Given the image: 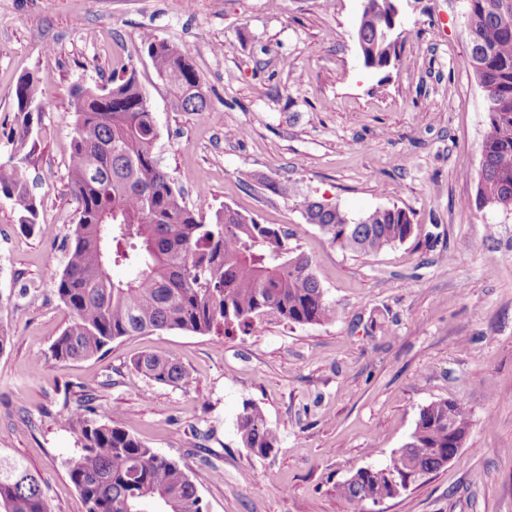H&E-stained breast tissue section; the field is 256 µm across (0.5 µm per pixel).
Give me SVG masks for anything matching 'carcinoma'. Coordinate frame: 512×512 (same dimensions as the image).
<instances>
[{
    "label": "carcinoma",
    "mask_w": 512,
    "mask_h": 512,
    "mask_svg": "<svg viewBox=\"0 0 512 512\" xmlns=\"http://www.w3.org/2000/svg\"><path fill=\"white\" fill-rule=\"evenodd\" d=\"M393 0H365L356 32L363 59L383 62L391 45L378 37ZM466 64L482 87L488 112L485 158L477 184L479 207L512 211V0H467ZM158 76L180 112H210L207 93L186 49L152 35L142 37ZM13 148L0 159V198L12 202L22 231L38 227V205L28 190V168L44 111L33 76L20 78ZM75 126L69 165L78 222L66 243L56 294L72 318L44 359L65 366L100 357L117 339L134 334L185 330L228 334L273 316L298 324L336 319L314 273L311 258L288 243V232L260 224L233 208L210 220L190 209L155 153L159 128L135 72L108 85L72 92ZM306 223L316 225L342 251L374 254L413 233L408 212L377 208L351 218L339 205L302 202ZM123 266L124 279L111 269ZM134 368L149 380L182 387L192 381L176 360L148 352ZM455 429L448 431V423ZM80 445L70 477L86 512H205L199 472L155 452L117 422L91 409L66 419ZM241 445L257 457L278 444L263 411L244 401L236 417ZM470 420L465 405L441 399L419 411L409 441L382 468L358 481L336 485V496L360 509L377 495H391L388 478L435 473L450 448L465 445ZM0 512H49L43 481L22 461L0 455Z\"/></svg>",
    "instance_id": "cac0c4a2"
}]
</instances>
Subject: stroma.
Wrapping results in <instances>:
<instances>
[{"label": "stroma", "instance_id": "stroma-1", "mask_svg": "<svg viewBox=\"0 0 512 512\" xmlns=\"http://www.w3.org/2000/svg\"><path fill=\"white\" fill-rule=\"evenodd\" d=\"M358 0H0V157L14 88L33 74L45 110L28 186L40 232L0 199V453L46 484L50 512H85L63 420L99 419L204 471L207 512H350L337 483L382 467L421 407L462 401L466 444L383 512H512V213L477 208L486 100L465 63L466 0H405L395 67L366 68ZM188 50L213 113L174 109L141 33ZM135 71L155 114L156 153L188 207L230 206L286 230L311 256L334 321L273 317L248 334L182 330L123 337L100 358L33 359L70 320L55 285L78 220L68 164L75 85ZM287 184V193L277 190ZM358 218L406 209L405 242L344 252L306 223L304 198ZM177 360L192 385L150 381L132 361ZM250 400L278 435L267 458L240 444Z\"/></svg>", "mask_w": 512, "mask_h": 512}]
</instances>
